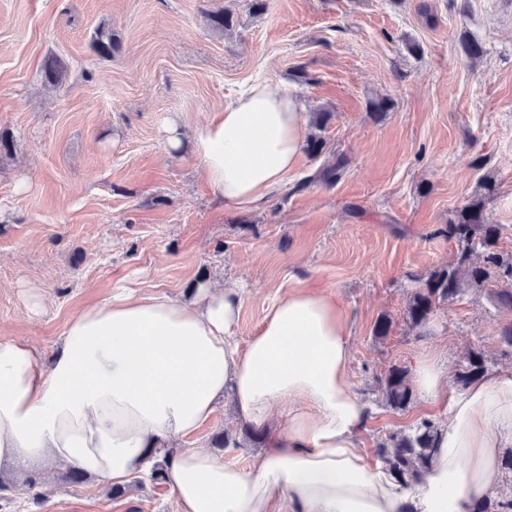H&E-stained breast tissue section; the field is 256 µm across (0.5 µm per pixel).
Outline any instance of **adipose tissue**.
Wrapping results in <instances>:
<instances>
[{"mask_svg":"<svg viewBox=\"0 0 512 512\" xmlns=\"http://www.w3.org/2000/svg\"><path fill=\"white\" fill-rule=\"evenodd\" d=\"M304 129L292 93L258 83L194 131V155L218 197L252 205L295 167ZM241 305L214 282L186 299L120 292L72 316L51 357L1 339L0 469L73 466L122 488L161 451L177 512H471L495 491L512 369L451 397L429 469L405 485L359 446L369 407L339 302L289 290L243 346ZM228 390L243 424L271 427L247 469L184 445Z\"/></svg>","mask_w":512,"mask_h":512,"instance_id":"adipose-tissue-1","label":"adipose tissue"}]
</instances>
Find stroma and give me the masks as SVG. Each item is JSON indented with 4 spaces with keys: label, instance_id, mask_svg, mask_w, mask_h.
Returning <instances> with one entry per match:
<instances>
[{
    "label": "stroma",
    "instance_id": "obj_1",
    "mask_svg": "<svg viewBox=\"0 0 512 512\" xmlns=\"http://www.w3.org/2000/svg\"><path fill=\"white\" fill-rule=\"evenodd\" d=\"M226 8L234 28H209L204 12ZM101 24L122 38L109 61L89 48ZM464 35L482 42L479 59L462 53ZM53 54L69 66L56 87L42 78ZM262 82L294 93L325 150L300 152L264 201L227 205L191 141L169 151L161 123L173 116L192 133ZM382 96L393 106L378 115L369 103ZM319 112L329 118L318 129ZM339 156L338 181L307 183ZM473 203L512 253V0H268L260 15L250 0H0V339L48 356L74 314L114 291L185 298L211 280L241 290L243 344L281 295L316 288L349 317L348 380L372 406L360 435L370 456L390 433L448 419L419 395L403 411L377 404L391 366L436 356L449 396L470 351L489 371L512 368L497 283L439 305L421 329L405 322L418 280L456 256L438 228ZM223 429L237 444L216 457L250 467L262 447L232 394L187 444L210 447ZM0 480L11 498L0 512L175 510L169 486L146 477L117 498L93 476L71 485L54 471L32 487L4 469Z\"/></svg>",
    "mask_w": 512,
    "mask_h": 512
}]
</instances>
